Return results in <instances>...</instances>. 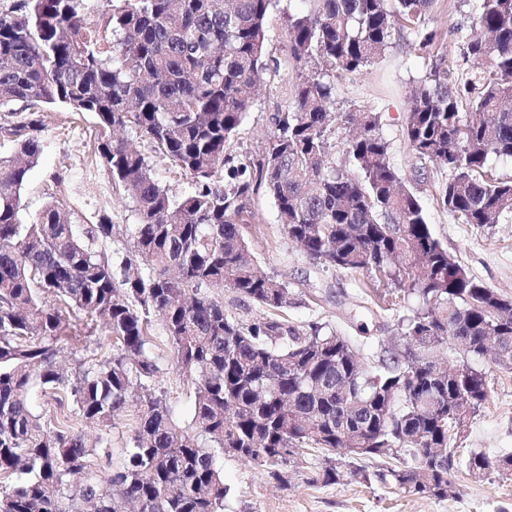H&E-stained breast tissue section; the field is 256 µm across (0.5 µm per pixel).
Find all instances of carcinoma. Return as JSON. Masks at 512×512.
<instances>
[{"label":"carcinoma","instance_id":"obj_1","mask_svg":"<svg viewBox=\"0 0 512 512\" xmlns=\"http://www.w3.org/2000/svg\"><path fill=\"white\" fill-rule=\"evenodd\" d=\"M279 0H115L94 21L85 0H17L0 11V512H224L219 456L252 461L285 483L304 449L322 455L307 482L367 481L366 462L392 459L372 480L409 495L448 497L459 469L480 476L482 451L453 448L487 399L474 364L493 332L512 367V297L486 286L433 234L417 192L390 161L377 112L336 111V78L380 58L404 30L429 54L424 31L436 0H305L286 14L288 111L275 117L262 157L233 150L266 72ZM477 33L412 85L403 136L418 162L450 171L438 201L464 224L512 214V180L488 159L512 158V0H477ZM51 105L99 119L98 157L133 202L131 255L112 266V221L77 230L52 200L24 215L22 191L40 157L32 134ZM349 167L333 160L341 124ZM132 129L189 175L176 200L147 156L115 132ZM265 192L283 231L317 268L379 273L412 299L397 343L367 363L361 344L317 322L294 323L287 285L250 257L242 227ZM230 290L266 312L233 313L208 290ZM195 378L189 425L171 417L148 382L157 372L152 317ZM112 353L86 360L97 328ZM428 340L420 368L401 354ZM69 342L70 371L57 362ZM471 367L456 379L439 352ZM54 397L36 413L33 388ZM137 408L133 447L112 466L101 427Z\"/></svg>","mask_w":512,"mask_h":512}]
</instances>
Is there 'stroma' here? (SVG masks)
<instances>
[{"label":"stroma","instance_id":"stroma-1","mask_svg":"<svg viewBox=\"0 0 512 512\" xmlns=\"http://www.w3.org/2000/svg\"><path fill=\"white\" fill-rule=\"evenodd\" d=\"M279 5L271 20L265 80L234 142L237 152L250 157L261 154L273 127V115L286 110L292 95L283 16L288 10H304L305 5L303 0H280ZM475 10L476 0H437L425 20L427 30L438 40L433 55L418 51L412 33L397 35L385 55L370 67L338 79L336 109L344 114L370 108L380 112V131L391 143V161L406 181L415 182L435 236L470 274L512 296V217L482 227L460 223L434 198L438 184L449 178V170L430 162L423 179L415 180L413 158L402 137L408 90L429 72L435 58L456 57L461 42L474 33ZM97 134L93 115H78L58 106L47 108L37 131L41 154L28 174L22 202L33 219L50 197H57L72 224L78 226L89 224L96 215L108 214L114 225L112 262L117 265L129 247V232L137 216L108 171L95 161ZM123 136L150 157L155 179L169 194L181 197L193 191L192 179L155 157L147 140L128 130ZM254 210L256 221L245 225L244 236L255 263L291 289L290 321L328 324L363 342L362 355L369 361L378 354L380 343H392L400 313H376L361 286L362 275L342 269L316 270L284 234L271 198L256 195ZM150 333L158 366L151 387L164 395L173 419L187 424L192 415V387L182 376L160 320H153ZM477 365L487 374L488 398L456 446L460 454L477 450L493 459L512 452V368L488 357L479 359ZM136 423V410L131 407L113 420L111 428L82 420L76 421L75 427L91 439L110 438L112 461L117 464L133 445ZM320 461V456L311 454L299 459L289 467L288 483L282 486L255 463L218 458L228 489L224 512H512V476L499 474L493 467L479 477L457 474L454 494L435 499L350 478L330 486L307 483V473Z\"/></svg>","mask_w":512,"mask_h":512}]
</instances>
